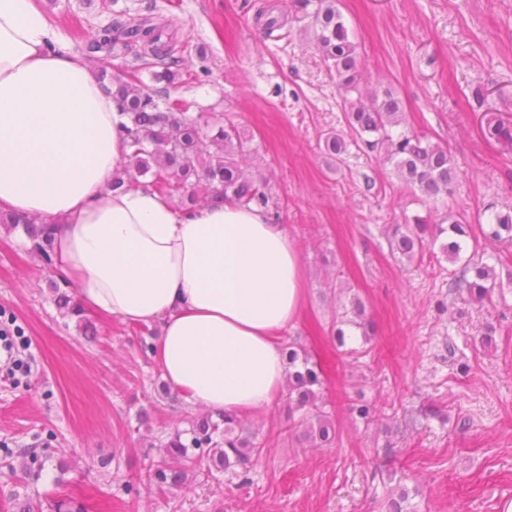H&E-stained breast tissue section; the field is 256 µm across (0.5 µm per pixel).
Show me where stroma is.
Masks as SVG:
<instances>
[{"mask_svg": "<svg viewBox=\"0 0 512 512\" xmlns=\"http://www.w3.org/2000/svg\"><path fill=\"white\" fill-rule=\"evenodd\" d=\"M59 43L83 49L82 27L149 14L171 23L193 101L252 135L245 169L266 182L300 255L305 300L281 343L311 349L342 437L333 448L289 430L288 401L244 415L270 448L249 485L190 464L169 493L142 478L161 445L200 411L166 388L141 350L145 328L114 316L63 315L53 267L20 231L0 225V328L26 345L25 369L0 376V512L32 500L42 512H501L512 501V285L492 301L449 289L456 267L393 254L389 225L429 213L394 166L322 136L345 130L321 58L289 22V0H40ZM370 84H389L409 128L448 149L460 168L455 207L512 209V151L489 144L485 113L512 119V0H341ZM280 25L266 29L268 20ZM377 329L371 357L331 351L347 303ZM376 420L351 415L356 398Z\"/></svg>", "mask_w": 512, "mask_h": 512, "instance_id": "1", "label": "stroma"}]
</instances>
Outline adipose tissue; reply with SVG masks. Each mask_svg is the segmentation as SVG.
Segmentation results:
<instances>
[{"instance_id":"1","label":"adipose tissue","mask_w":512,"mask_h":512,"mask_svg":"<svg viewBox=\"0 0 512 512\" xmlns=\"http://www.w3.org/2000/svg\"><path fill=\"white\" fill-rule=\"evenodd\" d=\"M37 0H0V210L49 224L82 309L158 326L151 352L186 401L238 415L286 380L278 341L304 298L287 229L224 202L187 214L115 188L126 118Z\"/></svg>"}]
</instances>
